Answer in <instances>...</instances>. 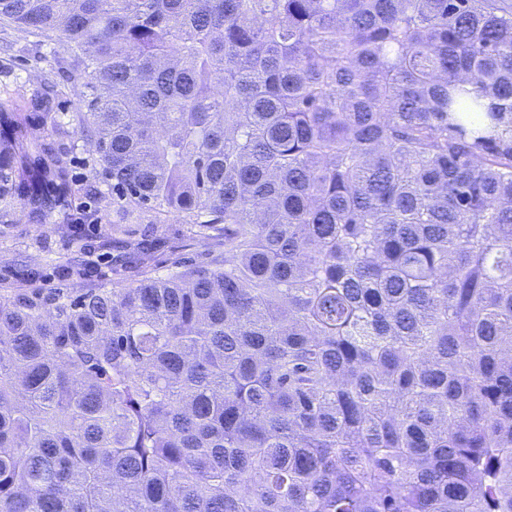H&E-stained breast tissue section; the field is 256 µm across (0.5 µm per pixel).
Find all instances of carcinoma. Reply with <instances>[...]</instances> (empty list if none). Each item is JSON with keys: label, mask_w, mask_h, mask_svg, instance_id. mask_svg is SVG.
<instances>
[{"label": "carcinoma", "mask_w": 512, "mask_h": 512, "mask_svg": "<svg viewBox=\"0 0 512 512\" xmlns=\"http://www.w3.org/2000/svg\"><path fill=\"white\" fill-rule=\"evenodd\" d=\"M112 199L204 265L0 292V512H512V4L0 0ZM0 111V212L69 220Z\"/></svg>", "instance_id": "carcinoma-1"}]
</instances>
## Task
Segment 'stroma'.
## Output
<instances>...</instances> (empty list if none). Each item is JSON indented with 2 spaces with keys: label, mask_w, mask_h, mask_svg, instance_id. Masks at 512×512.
Returning <instances> with one entry per match:
<instances>
[{
  "label": "stroma",
  "mask_w": 512,
  "mask_h": 512,
  "mask_svg": "<svg viewBox=\"0 0 512 512\" xmlns=\"http://www.w3.org/2000/svg\"><path fill=\"white\" fill-rule=\"evenodd\" d=\"M70 53L59 41L0 21V108L19 113L22 128L39 137L60 160L71 188V213L88 211L97 219L73 230L60 216L36 218L24 199H16L0 218V291H47L111 285L112 224L120 219L112 201V182L98 163L94 143L84 139L76 118L82 86L69 79ZM63 119L68 136H59L53 119ZM129 244L153 242L151 261L167 269L173 263L207 260V249L191 239L187 225L155 223L146 212L124 222Z\"/></svg>",
  "instance_id": "1"
}]
</instances>
